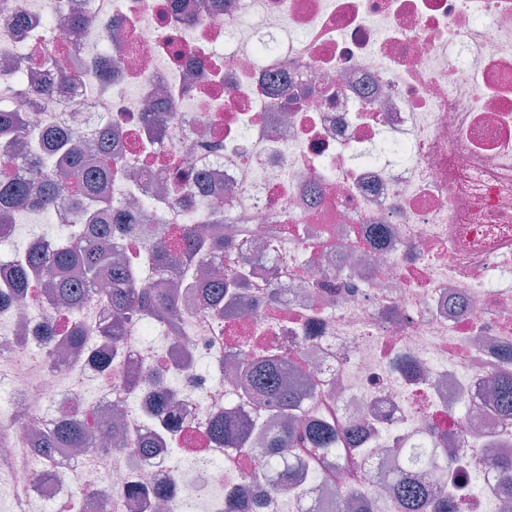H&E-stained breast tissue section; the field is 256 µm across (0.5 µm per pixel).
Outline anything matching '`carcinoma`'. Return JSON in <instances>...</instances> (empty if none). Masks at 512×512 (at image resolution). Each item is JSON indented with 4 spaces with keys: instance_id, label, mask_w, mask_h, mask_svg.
I'll list each match as a JSON object with an SVG mask.
<instances>
[{
    "instance_id": "cac0c4a2",
    "label": "carcinoma",
    "mask_w": 512,
    "mask_h": 512,
    "mask_svg": "<svg viewBox=\"0 0 512 512\" xmlns=\"http://www.w3.org/2000/svg\"><path fill=\"white\" fill-rule=\"evenodd\" d=\"M25 132L19 112L0 107V149L15 145ZM112 129L98 133L94 145L82 144L66 133L50 138L49 149L41 157L28 159V176L17 177L0 168V239L9 236L12 215L28 206L46 209L55 207L66 195L78 197L79 220L91 228L90 237L66 245L36 244L28 248L24 259L9 272L12 290L0 289V303L8 302L14 291L25 288L35 277L49 275L60 301L73 305L83 301L91 285L103 274L112 285L109 302L112 305V330L105 334L108 347L93 355L94 365L106 369L136 322L148 325L177 326L182 293L176 288L146 291L134 280L131 264L112 256V225L121 224L124 214L106 195L112 180V165L98 160L107 150ZM55 161L68 181L59 180L45 170ZM156 264L174 277L195 257L224 251V237L188 226L179 236L164 237L156 227L144 231ZM244 277L211 278L202 275L197 286L208 292L214 302V312L224 316V293ZM285 360L261 350L245 354L239 370V385L243 396L269 403L275 408L269 420L262 423L264 436L261 452L267 456L269 472L258 475L272 479L277 490L295 492L310 477L327 481L337 471L346 470L350 477L337 487L340 501L359 504L361 512H380V501L365 495L362 487L360 450L365 438L362 430L333 410L313 406L318 393L302 377L288 386L280 382ZM501 403L505 420L512 422V378L492 381ZM210 436L232 448L250 447V430L242 429L234 415L226 411L214 417L209 425ZM37 447L47 455L60 448H92L95 442L86 427L65 415L55 432L36 437ZM478 459L495 467L503 487L512 493V458L501 457L489 448L479 452ZM448 449H401L391 473L389 492L399 512H464L459 495L443 493L431 498L435 487L448 486ZM258 504L224 498V512H257Z\"/></svg>"
}]
</instances>
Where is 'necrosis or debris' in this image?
<instances>
[{"mask_svg": "<svg viewBox=\"0 0 512 512\" xmlns=\"http://www.w3.org/2000/svg\"><path fill=\"white\" fill-rule=\"evenodd\" d=\"M0 13V63L24 58L15 97L29 129L11 170L25 173L48 125L82 139L112 129L134 170L108 187L141 201L166 232L224 219L219 264L248 273L236 314L216 318L185 294L177 331L134 324L109 375L90 362L112 321L108 287L77 308L42 279L0 306V483L10 512H224L227 493L265 495L263 512L336 502V484L264 492L259 449L211 441L212 414L267 409L239 397L227 367L233 337L298 365L325 404L364 426L370 493L387 491L395 450L416 440L494 443L512 454V424L489 390L512 377V0H17ZM80 14V28L60 16ZM274 36L277 51L260 54ZM109 72L100 82L99 66ZM172 112L147 122L157 98ZM199 174L170 182L172 168ZM93 334L55 368L46 323ZM105 390L87 399L92 381ZM178 394L177 432L151 411V390ZM76 412L102 447L26 453L29 426ZM121 416L124 445L101 427ZM156 438L151 459L133 442ZM449 476L469 512H508L498 471L455 456ZM166 497L157 501L154 488Z\"/></svg>", "mask_w": 512, "mask_h": 512, "instance_id": "4bbe7bcc", "label": "necrosis or debris"}]
</instances>
